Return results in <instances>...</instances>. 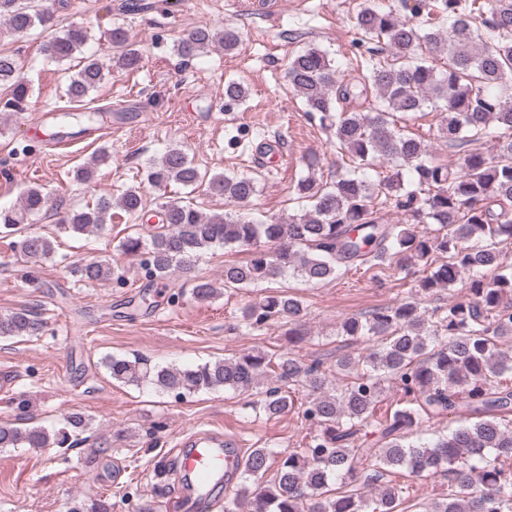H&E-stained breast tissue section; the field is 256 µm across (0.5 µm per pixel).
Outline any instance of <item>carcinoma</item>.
<instances>
[{
    "mask_svg": "<svg viewBox=\"0 0 512 512\" xmlns=\"http://www.w3.org/2000/svg\"><path fill=\"white\" fill-rule=\"evenodd\" d=\"M402 7L409 16H396L381 0L358 5L350 22L357 44L368 45V56L357 62L351 82L344 81L335 58L317 47L288 61L286 78L302 100L304 117L318 122L333 138L336 153L350 159L329 186L311 176L297 182V198L306 202L301 212L286 219L256 216L251 209L260 193L256 177L202 173L174 146L149 163L147 183L159 191L172 183L192 193L200 189L236 210L208 214L191 200L167 198L154 213L157 225L149 238L128 235L119 242L123 254L146 256L153 281L169 280L204 251L224 245L249 253L246 261L224 266L226 288H250L288 273L318 285L353 268L368 272L398 264L422 268L417 296L430 297L456 284L469 293L464 301L432 309L402 300L365 317L345 318L339 335L348 341L366 338L373 348L361 355L342 353L328 367L260 348L185 368L105 357L117 382L151 384L178 397L253 391L258 399L251 408L269 417L293 407V386L309 392L302 416L318 433L303 448L251 449L237 496L224 503V512H400L409 487L389 479L396 469L415 477L448 475V495L425 512H512V385L499 381L512 371V356L501 349L502 342L512 340V263L498 249L512 240V0H402ZM0 20L19 37L36 26L51 30L44 52L57 63L82 56L67 79L68 102H85L104 79L103 64L83 55L89 39L84 25L54 28L53 13L36 0H0ZM107 37L117 67H141L143 50L126 30L111 28ZM215 41L232 52L241 38L233 29L215 33L205 26L177 41L176 53L194 58ZM438 57L445 59L442 70L433 64ZM0 84L11 90L7 105L23 111L29 80L15 57L2 52ZM428 108L442 110L437 136L448 145L463 148L493 135L496 153L467 150L459 170L436 162L427 142L401 132L394 120L396 112L416 115ZM56 120L84 130L104 116L85 107L59 112ZM108 159L110 152L100 148L77 167L74 178L91 181L94 166ZM381 159L394 166L374 182L368 172ZM404 167L414 176L413 189L404 186ZM47 204L41 188L27 189L21 208H0V236L16 234L26 217ZM114 207L134 224L149 222L141 187L131 186L70 214L61 228L93 233L112 218ZM392 211L404 221L389 222ZM13 247L27 262L54 255V242L35 232ZM73 273L87 282L121 278L103 260L79 263ZM219 295L208 280L192 288L199 303ZM305 311L301 298L270 292L241 308L237 327L250 331L283 320L289 341L298 343L306 336ZM42 328L31 309L0 314V338H30ZM337 374L350 381L335 384ZM387 380L400 391L397 408L377 419ZM16 410L15 422L0 425V448L69 446L87 427L79 413L66 415L58 429L35 426L24 398ZM447 413L459 417L456 428L427 442L413 440L421 424ZM368 425L378 433L377 448L360 442ZM68 512H112V505L101 499L76 502Z\"/></svg>",
    "mask_w": 512,
    "mask_h": 512,
    "instance_id": "obj_1",
    "label": "carcinoma"
}]
</instances>
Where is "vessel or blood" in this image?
Masks as SVG:
<instances>
[{
	"label": "vessel or blood",
	"instance_id": "b4317fda",
	"mask_svg": "<svg viewBox=\"0 0 512 512\" xmlns=\"http://www.w3.org/2000/svg\"><path fill=\"white\" fill-rule=\"evenodd\" d=\"M175 465L188 485L169 497L170 512H206L218 505L219 490L231 489L241 456L223 432L202 430L179 442Z\"/></svg>",
	"mask_w": 512,
	"mask_h": 512
}]
</instances>
